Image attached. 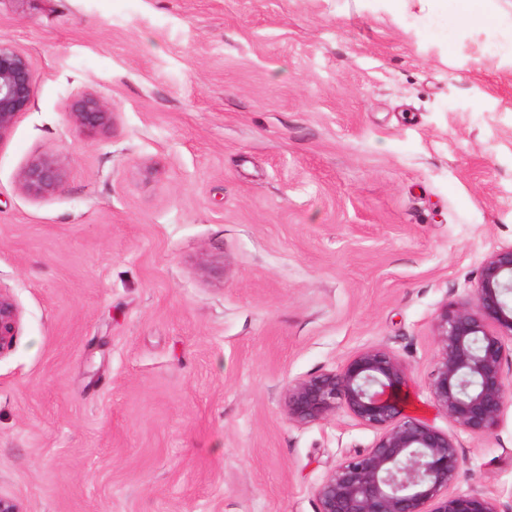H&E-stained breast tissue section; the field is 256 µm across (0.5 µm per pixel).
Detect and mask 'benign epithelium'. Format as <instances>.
Masks as SVG:
<instances>
[{
    "instance_id": "benign-epithelium-1",
    "label": "benign epithelium",
    "mask_w": 512,
    "mask_h": 512,
    "mask_svg": "<svg viewBox=\"0 0 512 512\" xmlns=\"http://www.w3.org/2000/svg\"><path fill=\"white\" fill-rule=\"evenodd\" d=\"M35 74L26 55L0 41V143L31 106ZM73 124L89 136L112 129V112L85 94L70 107ZM64 170L51 154L31 159L19 172L32 197L57 192ZM512 244L495 250L482 266L474 303L445 307L435 323L440 353L429 390L437 409L459 428L487 435L499 426L512 400L504 371L505 340H512ZM20 312L0 291V357L13 346ZM406 366L390 350L367 347L339 371L292 382L284 396L288 418L307 424L341 407L377 432L374 445L336 464L316 489L318 512H500L497 500L479 490L458 491L463 451L457 439L408 410Z\"/></svg>"
}]
</instances>
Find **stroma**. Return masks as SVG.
<instances>
[{
  "instance_id": "stroma-1",
  "label": "stroma",
  "mask_w": 512,
  "mask_h": 512,
  "mask_svg": "<svg viewBox=\"0 0 512 512\" xmlns=\"http://www.w3.org/2000/svg\"><path fill=\"white\" fill-rule=\"evenodd\" d=\"M0 0L36 90L0 144V493L23 512H318L374 445L299 424L294 380L384 347L512 512V403L434 406L435 321L512 244V0ZM100 96L90 137L72 101ZM62 188L22 191L32 158ZM73 124L89 136L105 135L112 129V112L101 98L85 94L70 107ZM64 170L51 154L31 159L19 172L21 189L32 197H41L57 192L63 183ZM20 321V312L12 296L0 289V357L13 346Z\"/></svg>"
}]
</instances>
